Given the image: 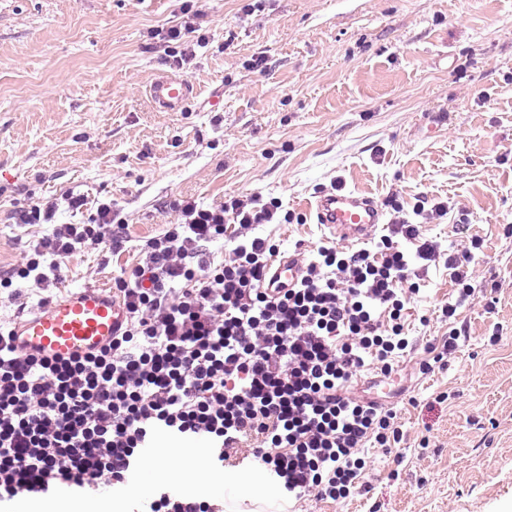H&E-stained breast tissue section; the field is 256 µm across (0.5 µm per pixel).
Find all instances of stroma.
Masks as SVG:
<instances>
[{
    "label": "stroma",
    "mask_w": 512,
    "mask_h": 512,
    "mask_svg": "<svg viewBox=\"0 0 512 512\" xmlns=\"http://www.w3.org/2000/svg\"><path fill=\"white\" fill-rule=\"evenodd\" d=\"M204 43L176 62L156 30L184 22L178 0H0V275L42 224H19L29 201L83 194L121 211L131 242L109 256L81 252L60 281L22 286L0 306L14 320L42 298L111 286L137 264L135 244L177 223L174 199L201 204L258 193L297 215L337 181L397 200L417 240L482 247L474 286L494 289L458 325L469 339L446 369L420 373L426 344L454 292L447 265L420 271L407 320L413 350L397 375L359 389L393 403L401 460L370 450V493L310 512H512V0H196ZM261 68H254L256 59ZM196 95L158 112L156 75ZM444 202L448 212L432 214ZM281 251L327 238L311 222L265 224ZM197 494L221 512H282L263 474L223 471Z\"/></svg>",
    "instance_id": "35a3bbf8"
}]
</instances>
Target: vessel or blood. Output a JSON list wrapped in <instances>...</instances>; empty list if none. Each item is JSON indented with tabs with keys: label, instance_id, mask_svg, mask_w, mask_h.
Here are the masks:
<instances>
[{
	"label": "vessel or blood",
	"instance_id": "vessel-or-blood-1",
	"mask_svg": "<svg viewBox=\"0 0 512 512\" xmlns=\"http://www.w3.org/2000/svg\"><path fill=\"white\" fill-rule=\"evenodd\" d=\"M193 94L188 81L173 75L158 77L147 92L152 106L162 112L181 111ZM307 208L314 224L351 246L367 240L385 221V213L373 197L342 185L313 196ZM298 275L292 256L281 255L270 285L281 287ZM123 321L120 304L105 288H74L14 323L12 344L26 354L65 359L107 344L119 333Z\"/></svg>",
	"mask_w": 512,
	"mask_h": 512
}]
</instances>
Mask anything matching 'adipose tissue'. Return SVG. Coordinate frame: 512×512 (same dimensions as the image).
Returning a JSON list of instances; mask_svg holds the SVG:
<instances>
[{
	"instance_id": "1",
	"label": "adipose tissue",
	"mask_w": 512,
	"mask_h": 512,
	"mask_svg": "<svg viewBox=\"0 0 512 512\" xmlns=\"http://www.w3.org/2000/svg\"><path fill=\"white\" fill-rule=\"evenodd\" d=\"M203 451L199 448L174 449L163 446L154 450L144 463L141 480L133 482L132 490H142L154 483H164L182 489L194 482L201 467ZM16 512H112L111 499L83 501L60 491L54 498L37 503H18Z\"/></svg>"
}]
</instances>
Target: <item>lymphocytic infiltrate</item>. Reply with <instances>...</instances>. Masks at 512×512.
<instances>
[{
  "instance_id": "1",
  "label": "lymphocytic infiltrate",
  "mask_w": 512,
  "mask_h": 512,
  "mask_svg": "<svg viewBox=\"0 0 512 512\" xmlns=\"http://www.w3.org/2000/svg\"><path fill=\"white\" fill-rule=\"evenodd\" d=\"M85 204L68 193L19 208L18 223L50 231L29 242L0 288L55 282L76 253L121 251L125 223L110 203L86 223H58L60 209ZM177 209L179 222L145 240L140 262L113 279L125 327L111 342L58 361L19 353L0 334V505L124 483L161 435L204 439L216 466L250 461L293 504L344 501L369 489L368 449L387 456L400 444L396 411L351 385L367 367L390 376L406 353L416 264L447 259L456 294L443 317L473 304L480 239L449 254L433 241L408 252L400 242L417 239L418 227L397 205L371 247L296 254L298 281L270 289L277 247L257 228L293 223L279 199L231 195ZM227 235L234 245L215 259L209 246ZM146 506L215 512L166 488L151 490Z\"/></svg>"
}]
</instances>
